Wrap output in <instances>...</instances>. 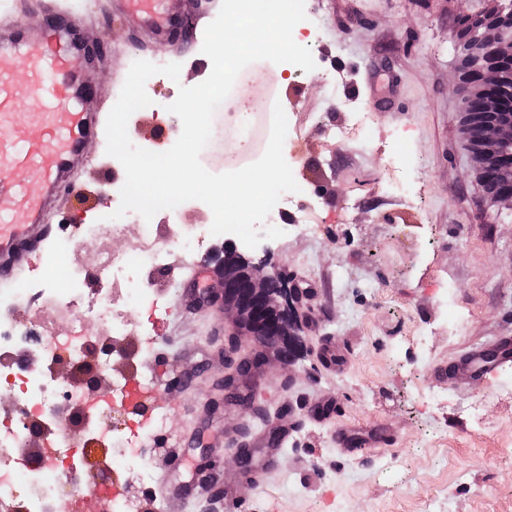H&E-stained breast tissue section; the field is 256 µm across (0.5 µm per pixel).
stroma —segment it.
<instances>
[{
	"label": "stroma",
	"instance_id": "1",
	"mask_svg": "<svg viewBox=\"0 0 512 512\" xmlns=\"http://www.w3.org/2000/svg\"><path fill=\"white\" fill-rule=\"evenodd\" d=\"M107 16L88 25V43L111 58L92 64L88 78L106 101L116 102L131 64L168 58V45L141 50L125 23L111 18L110 0H73ZM499 0H315L320 28L297 25L301 41L315 39L318 73L290 77L270 65L273 83L241 87L249 100L275 94L290 118L284 158L304 205L288 207L293 233L270 242V265L285 269L304 289L305 357L291 369L267 367L252 387L270 405L289 402L292 433L261 485L246 484L233 461L242 427L264 423L244 406L213 408L224 374V332L217 306L201 303L169 316L179 287L158 291L154 304L124 309L128 336L114 341L108 372L140 378L137 347L143 323L165 356L154 376L159 399L174 400L166 429L181 463L167 465L169 448H146L151 476L167 480L162 512H225L223 492L249 500L252 512H512V390L499 381L465 376L445 386L433 367L463 352L512 336V212L484 196L461 132V95L452 83L456 53L451 41L462 11L486 13ZM212 63L197 54L181 63L179 80L158 76L147 93L161 103L180 86H194ZM363 117L369 139L336 140L330 128ZM134 142L155 152L171 148L161 112L137 111L128 121ZM90 162L67 200L72 224H104L109 208L97 201L99 185L125 181L101 142L88 146ZM420 163L412 191L393 186L399 152ZM328 193H317L319 185ZM168 240L169 265H194L178 241L188 225L209 224L211 209L196 203L182 214H157ZM454 285L462 325L449 332L440 291ZM334 343L343 368L321 360ZM187 385L172 387L174 376ZM333 399L339 413L328 422L313 409ZM89 407L69 409L68 428L87 441L96 460L111 463V444L87 423ZM364 438L383 427L393 433L389 451L362 447L339 457L334 425ZM221 465L209 484L193 481L196 446Z\"/></svg>",
	"mask_w": 512,
	"mask_h": 512
}]
</instances>
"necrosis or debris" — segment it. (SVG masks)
<instances>
[{
    "label": "necrosis or debris",
    "mask_w": 512,
    "mask_h": 512,
    "mask_svg": "<svg viewBox=\"0 0 512 512\" xmlns=\"http://www.w3.org/2000/svg\"><path fill=\"white\" fill-rule=\"evenodd\" d=\"M129 224L141 228L138 244L115 250L113 241L121 238ZM166 252L158 225L130 211L110 224L84 225L80 243L60 241L38 279L0 288V356L11 358L10 364L0 363V397L9 396L20 413L19 418L0 423V506L22 495L28 500L27 512H60L62 503L84 498L76 472L87 453L69 439H60L41 463L23 461L11 453L23 432L21 416L47 410L59 419L67 414L65 396L44 374L39 354L50 350L54 361L65 364L81 360L90 341L86 328L90 320L102 331L125 333L127 322L116 309L118 302L140 306L151 299L157 290L155 274L167 268ZM103 277L122 286V297L88 289L90 279ZM38 301L55 306L68 319L69 335L48 342L18 328V317ZM106 432L113 442L115 466L127 472L129 481L146 482L149 472L137 447L141 434L118 426L107 427Z\"/></svg>",
    "instance_id": "necrosis-or-debris-1"
}]
</instances>
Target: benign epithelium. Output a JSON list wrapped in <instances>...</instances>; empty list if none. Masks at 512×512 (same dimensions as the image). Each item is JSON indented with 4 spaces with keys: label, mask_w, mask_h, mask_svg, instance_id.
Masks as SVG:
<instances>
[{
    "label": "benign epithelium",
    "mask_w": 512,
    "mask_h": 512,
    "mask_svg": "<svg viewBox=\"0 0 512 512\" xmlns=\"http://www.w3.org/2000/svg\"><path fill=\"white\" fill-rule=\"evenodd\" d=\"M458 64L454 72L456 88L466 91L461 112L468 115L474 103L483 106L491 118L477 125L464 121L467 143L478 144L479 172L495 165L503 150L512 147V114L502 111L501 102L512 87L492 89L483 76H494L495 65L512 60V9L502 6L489 14L464 13L456 31ZM208 270L219 287L210 290L209 299L231 319L232 328L224 344V379L221 402L248 401L253 395L241 393L243 376L271 363L293 366L304 354L298 319L299 292L282 269L266 270L265 259L229 243L207 251ZM240 443L235 462L241 474L253 469L255 449L248 455Z\"/></svg>",
    "instance_id": "benign-epithelium-1"
}]
</instances>
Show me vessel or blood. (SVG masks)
Returning <instances> with one entry per match:
<instances>
[{
	"label": "vessel or blood",
	"instance_id": "b4317fda",
	"mask_svg": "<svg viewBox=\"0 0 512 512\" xmlns=\"http://www.w3.org/2000/svg\"><path fill=\"white\" fill-rule=\"evenodd\" d=\"M40 10L45 26L30 28L14 18L28 8ZM112 11L135 33L146 32L169 44L177 56L190 53L199 23L194 18L159 20L153 0H112ZM91 12L62 10L60 0H0V285L15 281L45 250L51 231L66 232L70 219L63 200L89 158L86 144L105 139V113L85 109L93 97L83 78L86 63L104 59V51L82 41L80 31ZM26 66L27 96L15 93L17 62ZM24 105L26 120L16 107ZM36 173L38 194H29L22 171ZM512 368V337L503 339L494 357L469 352L457 366L485 378Z\"/></svg>",
	"mask_w": 512,
	"mask_h": 512
}]
</instances>
